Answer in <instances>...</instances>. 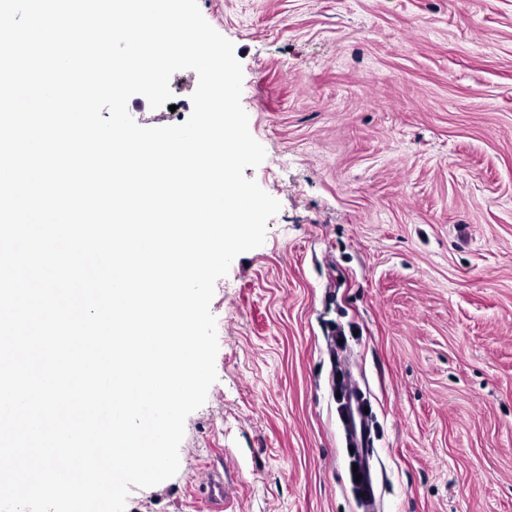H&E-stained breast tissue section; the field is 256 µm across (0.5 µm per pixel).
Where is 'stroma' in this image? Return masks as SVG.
<instances>
[{
    "mask_svg": "<svg viewBox=\"0 0 512 512\" xmlns=\"http://www.w3.org/2000/svg\"><path fill=\"white\" fill-rule=\"evenodd\" d=\"M234 45L281 204L217 280L216 382L125 512H358L336 399L366 390L377 512H512V0H198ZM128 101L145 127L184 123Z\"/></svg>",
    "mask_w": 512,
    "mask_h": 512,
    "instance_id": "obj_1",
    "label": "stroma"
}]
</instances>
